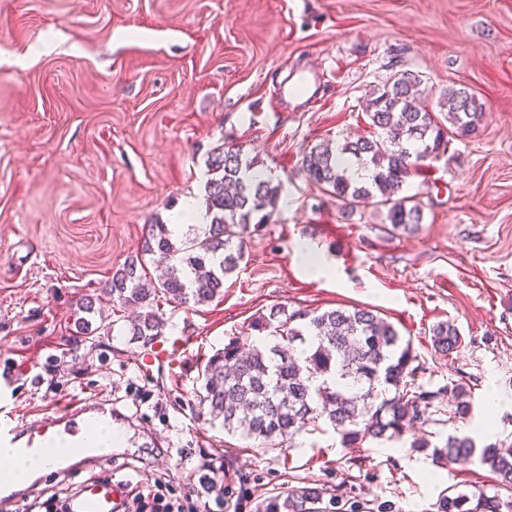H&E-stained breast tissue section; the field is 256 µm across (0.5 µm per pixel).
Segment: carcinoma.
<instances>
[{"instance_id": "carcinoma-1", "label": "carcinoma", "mask_w": 512, "mask_h": 512, "mask_svg": "<svg viewBox=\"0 0 512 512\" xmlns=\"http://www.w3.org/2000/svg\"><path fill=\"white\" fill-rule=\"evenodd\" d=\"M422 85L409 70L396 73L365 95V115L371 132L335 147L323 143L304 157L307 180L336 199L343 208L370 205L385 214L391 237L419 231L423 209L416 195L404 194L421 163L443 154L455 137L475 133L484 105L465 87H450L441 96L442 114L415 104ZM367 172L354 177L349 163ZM208 178L203 230L176 243L168 225H148L141 252L115 269L109 282L112 307L139 309L129 320L127 335L143 346L163 334L165 323L156 297L179 305H203L224 295V278L245 256L252 229L267 224L276 213L283 184L268 176L259 161L230 142L216 146L207 158ZM166 265L158 285L147 286L145 257ZM95 298L78 308L76 331L92 333L83 314L98 313ZM254 327L269 332L271 345L244 351L236 336L210 356L202 372L199 404L224 430L239 432L264 445L291 441L311 423L323 419L341 435L346 448L367 438H399L406 428L427 422L439 411L444 396L457 399L454 418L470 415L463 382L428 390L417 383L416 354L396 327L370 308L317 310L272 306ZM433 349L451 357L461 346L457 327L441 321L430 329ZM411 447L432 449L445 463H470L476 447L468 436L450 435L441 445L425 439ZM479 462L489 467L499 484L512 489V445H489ZM347 493L325 496L318 487L286 490L256 506V512H386ZM437 512H512V499L449 489L438 500Z\"/></svg>"}]
</instances>
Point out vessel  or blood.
<instances>
[{
  "mask_svg": "<svg viewBox=\"0 0 512 512\" xmlns=\"http://www.w3.org/2000/svg\"><path fill=\"white\" fill-rule=\"evenodd\" d=\"M112 403L103 397L71 402L50 419L29 423L0 415V447L20 454L39 456L49 462L48 471L66 476L108 460L104 451H95L87 439L89 429L99 422H111ZM129 488L125 481L102 476L85 483L69 499L68 512H123Z\"/></svg>",
  "mask_w": 512,
  "mask_h": 512,
  "instance_id": "1",
  "label": "vessel or blood"
}]
</instances>
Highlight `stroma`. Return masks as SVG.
Returning <instances> with one entry per match:
<instances>
[{
  "label": "stroma",
  "instance_id": "35a3bbf8",
  "mask_svg": "<svg viewBox=\"0 0 512 512\" xmlns=\"http://www.w3.org/2000/svg\"><path fill=\"white\" fill-rule=\"evenodd\" d=\"M402 70L420 75L427 110L464 86L485 119L409 180L424 220L393 238L381 212L342 214L301 165L368 134L365 94ZM225 141L271 170L283 199L223 297L160 302L165 338L185 341L180 367L146 365L154 346L123 320L78 337L82 299L111 316L113 269L145 224L202 200ZM302 242L327 276L295 259ZM275 305L377 311L411 340L420 384L470 386L471 417L451 420L446 401L402 438L353 448L323 422L274 447L225 432L198 403L201 370L232 337L266 344L251 324ZM442 320L462 338L449 359L430 341ZM492 388L504 403H488ZM0 389V410L38 419L102 395L124 430L112 459L26 495L34 512L108 473L180 496L210 456L224 462V512L303 486L392 512H436L451 486L496 490L487 466H442L412 443L488 425L477 448L512 444V0H0Z\"/></svg>",
  "mask_w": 512,
  "mask_h": 512
}]
</instances>
